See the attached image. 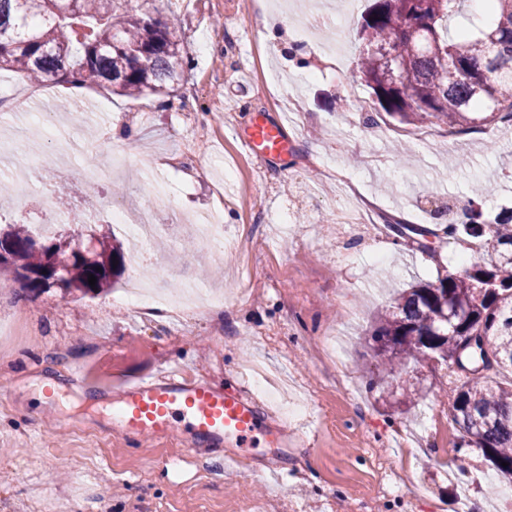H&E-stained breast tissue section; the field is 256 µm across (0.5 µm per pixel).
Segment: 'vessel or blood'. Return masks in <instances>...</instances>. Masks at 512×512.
<instances>
[{
	"mask_svg": "<svg viewBox=\"0 0 512 512\" xmlns=\"http://www.w3.org/2000/svg\"><path fill=\"white\" fill-rule=\"evenodd\" d=\"M239 140L264 160L285 157L290 149L279 126L269 122H253ZM118 396L116 425L124 434L158 440L180 433L189 452L205 456L225 445L244 446L273 417L269 406L242 390L214 386L177 365L127 381Z\"/></svg>",
	"mask_w": 512,
	"mask_h": 512,
	"instance_id": "vessel-or-blood-1",
	"label": "vessel or blood"
}]
</instances>
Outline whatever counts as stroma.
<instances>
[{"instance_id": "35a3bbf8", "label": "stroma", "mask_w": 512, "mask_h": 512, "mask_svg": "<svg viewBox=\"0 0 512 512\" xmlns=\"http://www.w3.org/2000/svg\"><path fill=\"white\" fill-rule=\"evenodd\" d=\"M315 2L270 0L242 18L237 0H132L185 34L191 77L164 103L49 82L26 106L16 95L24 80L0 69V114L16 116L0 123V143L24 137L48 170L68 159L83 185L94 165L122 155L123 172L97 180L100 209L117 195L147 200L164 176L172 204L151 247L162 265L142 274L172 300L191 288L224 297L181 317L164 307L143 315L121 301L124 278L96 297L54 288L35 298L0 279V326L11 329L0 343V512H358L363 500L372 512H512L502 494L512 481L461 444L446 367L415 373L407 407L401 392L363 375L375 364L365 336L377 311L398 290L461 270L457 241H437L430 258L397 246L385 221L430 226L438 210L461 221L477 181L488 188L486 218L512 208V126L452 135L441 123L380 112L357 69L370 0H330L344 16L341 38L305 39ZM283 18L281 39L265 38V25ZM229 36L241 45L233 57L224 54ZM258 64L277 75L293 111L254 95L246 75ZM360 97L369 102L363 115ZM258 113L282 125L290 156L264 162L241 152L238 136ZM420 130L431 143L415 140ZM396 142L408 156L392 152ZM373 154L385 158L382 169L362 165ZM365 202L376 205L381 231L345 233L335 211L352 216ZM218 208L225 230L240 231L257 256L247 287L235 282L238 253L225 255L222 277H205L202 246L174 227L179 216ZM329 332L336 364L310 351ZM255 359L287 375L280 402L310 412L289 422L287 441L261 434L237 449L238 467L197 462L175 438L113 431L114 402L89 389H116L172 363L231 389ZM385 456L408 466L411 487L390 484ZM282 460L279 482L267 481L263 469Z\"/></svg>"}]
</instances>
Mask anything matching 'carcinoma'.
Here are the masks:
<instances>
[{"label": "carcinoma", "instance_id": "obj_1", "mask_svg": "<svg viewBox=\"0 0 512 512\" xmlns=\"http://www.w3.org/2000/svg\"><path fill=\"white\" fill-rule=\"evenodd\" d=\"M130 0H0V68L30 82L107 89L128 99L172 96L182 85L188 51L182 31ZM465 0H375L364 19L359 73L387 114L409 124L430 118L461 132L512 122V0H489L496 22L450 30ZM471 200L466 221L390 225L433 258L434 239H478L487 260L404 290L376 319L374 358L389 375L424 363L452 366L462 340L480 337L483 368H512V214L489 222ZM56 236L36 242L21 224L0 227V275L39 294L30 274L64 256ZM88 256L67 266L60 289L92 297L126 269L122 245L97 229ZM95 286L88 283L89 275ZM461 441L512 477V383L465 376L449 405ZM508 466H502V463Z\"/></svg>", "mask_w": 512, "mask_h": 512}]
</instances>
